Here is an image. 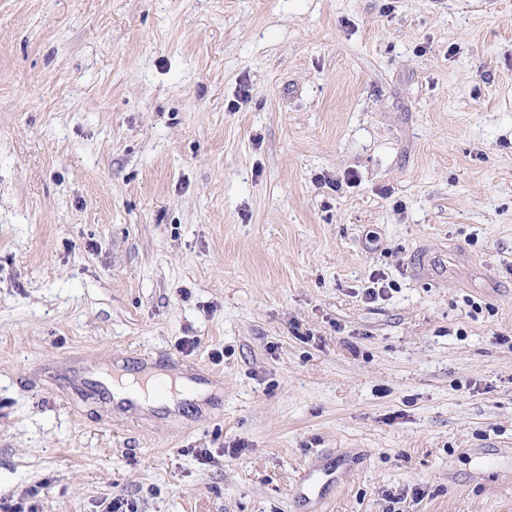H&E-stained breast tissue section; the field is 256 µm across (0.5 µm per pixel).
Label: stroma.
I'll return each mask as SVG.
<instances>
[{"label":"stroma","mask_w":512,"mask_h":512,"mask_svg":"<svg viewBox=\"0 0 512 512\" xmlns=\"http://www.w3.org/2000/svg\"><path fill=\"white\" fill-rule=\"evenodd\" d=\"M1 497L512 512V0H0Z\"/></svg>","instance_id":"35a3bbf8"}]
</instances>
